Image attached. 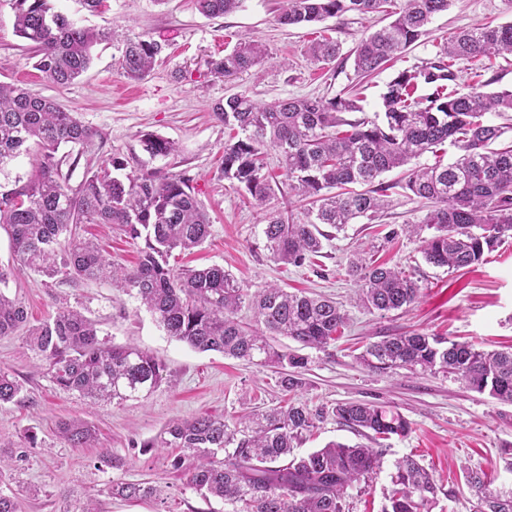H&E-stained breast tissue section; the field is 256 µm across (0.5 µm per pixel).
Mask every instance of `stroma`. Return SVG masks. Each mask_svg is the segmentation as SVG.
I'll return each mask as SVG.
<instances>
[{"mask_svg": "<svg viewBox=\"0 0 512 512\" xmlns=\"http://www.w3.org/2000/svg\"><path fill=\"white\" fill-rule=\"evenodd\" d=\"M283 4L284 0H241L235 11L207 17L198 12L194 0H106L97 14L77 11L74 0H56V9L75 14L82 25L111 27L120 35L130 29L165 46L149 75L131 83L120 73L116 44L99 45L90 69L60 86L32 67L29 44L13 29L11 0H0V82L21 84L55 101L93 130V139L80 150L71 187L79 186L85 171L97 170L113 157L126 159L132 169L146 165L190 177L210 217L211 234L193 253H173L169 264L174 269L219 265L251 293L276 284L340 303L347 325L328 348L304 349L281 336L273 343L307 357L306 367L299 371L302 385L296 398L321 414L297 453L332 441L361 443V435L333 415L339 402L389 405L411 424L407 436L392 437L379 446L380 471L367 490H349V512H382L395 465L406 456L431 468L443 488L430 512H475L476 499L461 481L463 468L483 469L494 490L512 489V405L467 389L449 374L371 371L355 361L353 348L358 342L405 331L448 336L486 350L512 344V239L471 269L429 265L419 237L407 230L408 225L421 223L425 211L399 189L391 195L380 223L359 221L334 233L316 264H276L264 247L267 210L251 205L246 191L220 173L224 125L212 107L235 93L270 102L346 92L359 95L365 117H375L382 109L384 87L396 71L434 60L460 29L512 22V0H452L447 12L429 24L428 35L392 67L366 79L356 77L351 53L365 34L386 25V16L349 13L307 27L284 26L277 21ZM321 35L340 44L339 56L328 65L314 63L308 53L311 42ZM250 36L262 39L270 62L229 81L211 76L207 60L222 57ZM456 70L457 86L480 81L495 91L512 89V55L482 57L457 65ZM148 131L174 141L176 152L150 157L140 141ZM80 232L96 240L112 262L126 267L136 263L144 245L143 240L101 224L82 225ZM357 254L369 264L401 268L419 285L418 301L409 309L385 314L359 307L349 273ZM6 293L24 303L29 325L77 309L98 322L101 338L117 346H136L167 369L166 382L147 397L92 404L57 388L24 336L0 337V370L13 374L22 385L15 401L0 404V456L7 463L0 487L17 495L20 512H82L91 501L101 512H224L222 501L205 500L188 486L186 469L173 468L174 450L153 447L152 442L175 418L208 414L230 420L250 408L281 405L282 368L196 351L167 336L134 296L106 282L74 286L58 277L27 273L12 279ZM63 420L90 425L96 432L93 446L70 447L56 433ZM31 435L37 438L33 447L27 443ZM108 453L120 458V467L103 463ZM115 481L149 482L161 492L148 500L126 501L109 495Z\"/></svg>", "mask_w": 512, "mask_h": 512, "instance_id": "stroma-1", "label": "stroma"}]
</instances>
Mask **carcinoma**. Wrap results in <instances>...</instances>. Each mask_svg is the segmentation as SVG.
<instances>
[{"mask_svg": "<svg viewBox=\"0 0 512 512\" xmlns=\"http://www.w3.org/2000/svg\"><path fill=\"white\" fill-rule=\"evenodd\" d=\"M241 0H196L199 12L217 17L233 12ZM451 0H285L282 25L322 22L347 13H381L391 21L363 37L353 51L356 75H372L428 34L433 17ZM16 34L33 49V68L56 85H67L92 62L93 48L115 38L110 28L80 25L57 11L52 0H12ZM162 44L144 34L120 39L122 75L146 77L161 57ZM340 53L331 37L309 47L317 63L330 64ZM512 54V23L478 25L450 37L433 61L398 72L383 92V116L349 119L362 111L358 100L288 98L258 102L234 94L214 104L224 123V178L243 186L265 208L283 177L303 202L301 211L267 215L264 245L270 258L301 267L323 249L328 224L343 231L357 219L371 224L389 205L388 191L401 187L428 204L424 220L410 231L428 229L422 240L425 261L460 269L478 265L485 254L512 238V145L492 148L506 127L485 121L489 113L512 112V90L489 92L474 83L448 90L457 78L453 66L477 57ZM269 58L258 39H248L222 58L207 61L209 73L231 79ZM420 86L432 89L425 100L414 98ZM94 132L73 113L26 88L0 83V170L36 147L35 173L22 186L0 192V229L11 238L13 263L0 264V286L21 271L48 278L63 276L78 285L107 281L135 292L140 303L172 338L191 348L227 357L276 363L300 369L305 358L277 350L272 336H285L304 347L323 348L345 328L347 314L336 301L289 292L269 284L248 294L221 266L174 272L168 257L175 249L190 251L210 235L206 211L183 173L140 167L119 178L128 162L114 157L77 189L61 173L65 156L77 166L76 147ZM151 156H168L176 144L153 133L141 135ZM458 149L453 162L415 165L445 143ZM279 154L280 174L268 169V149ZM401 181L375 184L394 169ZM367 185L358 191L354 185ZM81 224H110L132 239L144 238L136 265L112 263L98 246L79 237ZM358 302L369 312H390L414 304L419 285L395 266L350 261ZM255 325L239 318L243 304ZM25 331L27 342L47 366L52 382L92 403L143 398L159 386L165 367L135 346H114L99 338L97 323L77 310H66L37 325H27L22 303L0 290V337ZM358 362L377 371L418 369L454 375L467 388L512 404V348L487 351L470 342L402 332L366 345ZM22 389L0 371V403L13 401ZM338 422L375 444L404 437L410 423L399 412L372 402H341L332 409ZM320 413L306 405L251 410L229 421L220 416L176 418L147 448H178L193 457L188 484L203 498L216 497L228 512H345L349 489L367 487L380 468L370 447L330 442L299 457L295 443L315 427ZM58 434L74 448L94 440L91 426L75 420L58 424ZM477 500V512H512V490L493 492L480 468L463 471ZM389 507L383 512H429L440 492L434 475L412 457L396 463ZM116 498L157 495L148 482H112Z\"/></svg>", "mask_w": 512, "mask_h": 512, "instance_id": "1", "label": "carcinoma"}]
</instances>
